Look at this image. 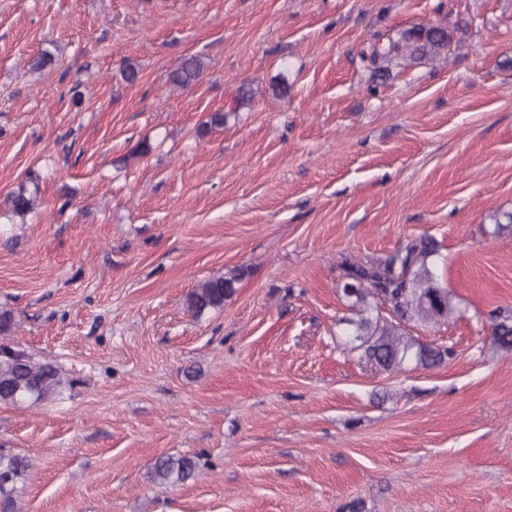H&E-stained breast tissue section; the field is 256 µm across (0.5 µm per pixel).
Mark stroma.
I'll list each match as a JSON object with an SVG mask.
<instances>
[{"label": "stroma", "instance_id": "35a3bbf8", "mask_svg": "<svg viewBox=\"0 0 512 512\" xmlns=\"http://www.w3.org/2000/svg\"><path fill=\"white\" fill-rule=\"evenodd\" d=\"M421 26L448 30L446 59L375 76L371 46ZM496 209L512 0H0V308L63 379L0 405V450L31 464L21 512H512ZM424 235L456 312L410 332L455 355L383 373L346 334L341 265ZM234 274L223 308L187 311ZM163 456L195 476L153 483ZM202 72V63L196 57L184 58L178 68L172 74L175 85L185 88L198 82ZM29 180L33 186V189L30 191L26 185L21 184L18 190L13 193L10 199L13 209L18 214H23L24 212L30 210L36 201L38 194V182L34 180L32 175L29 177ZM236 281H238V276L235 275L199 283L186 298L187 311L194 315H200L208 309L222 308L224 300L234 293ZM489 316L494 321L493 343L502 350L512 351V310L496 308Z\"/></svg>", "mask_w": 512, "mask_h": 512}]
</instances>
